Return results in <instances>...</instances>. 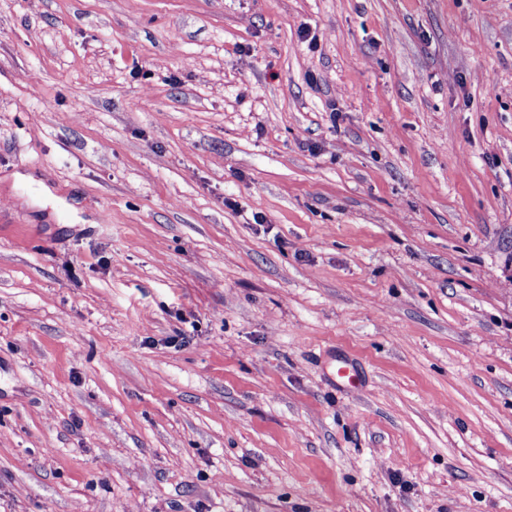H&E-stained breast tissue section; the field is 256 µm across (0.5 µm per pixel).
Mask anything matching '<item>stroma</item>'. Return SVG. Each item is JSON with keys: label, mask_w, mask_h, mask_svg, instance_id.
Listing matches in <instances>:
<instances>
[{"label": "stroma", "mask_w": 512, "mask_h": 512, "mask_svg": "<svg viewBox=\"0 0 512 512\" xmlns=\"http://www.w3.org/2000/svg\"><path fill=\"white\" fill-rule=\"evenodd\" d=\"M0 512H512V0H0Z\"/></svg>", "instance_id": "stroma-1"}]
</instances>
